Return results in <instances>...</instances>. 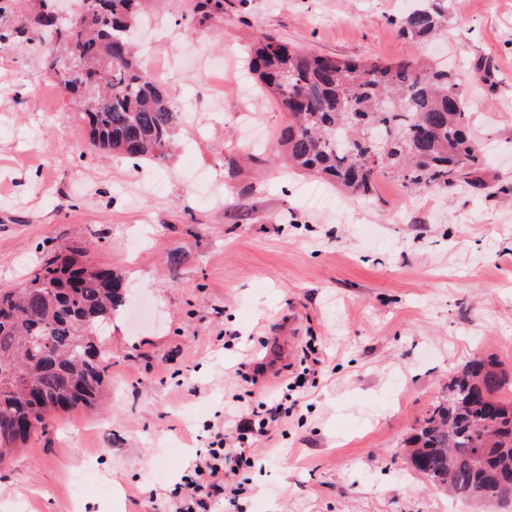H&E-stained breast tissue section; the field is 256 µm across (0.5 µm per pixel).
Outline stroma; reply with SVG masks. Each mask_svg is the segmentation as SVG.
<instances>
[{"label":"stroma","mask_w":512,"mask_h":512,"mask_svg":"<svg viewBox=\"0 0 512 512\" xmlns=\"http://www.w3.org/2000/svg\"><path fill=\"white\" fill-rule=\"evenodd\" d=\"M191 4L145 0L157 26L132 37L207 133L180 126L170 155L141 167L85 149L27 27L31 0L0 13V289L78 240L131 289L101 404L51 415L0 463V512H176L212 430L285 391L312 345L320 363L253 444L237 512H512L449 500L403 456L466 362L512 377V0H448L431 52L466 80L501 192L407 196L381 179L368 198L275 158L288 116L250 77L247 49L271 33L408 59L419 47L393 24L407 0H224L179 27Z\"/></svg>","instance_id":"stroma-1"}]
</instances>
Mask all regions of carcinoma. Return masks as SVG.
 <instances>
[{"label":"carcinoma","instance_id":"obj_1","mask_svg":"<svg viewBox=\"0 0 512 512\" xmlns=\"http://www.w3.org/2000/svg\"><path fill=\"white\" fill-rule=\"evenodd\" d=\"M142 2L79 0L93 15L75 29L51 19L47 0H39L30 19L76 68L71 79L48 55L47 69L89 129V145L136 165L165 158L179 126L170 92L127 40ZM191 10L218 14L224 0H196ZM447 19L448 0H417L397 25L423 43ZM250 56L255 79L288 112L277 140L287 166L365 197L382 178L410 194L487 187L464 86L439 63L345 60L272 34ZM125 306L124 276L91 264L78 244L0 292V364L14 363L31 382L25 392L0 377V461L28 440L31 421L41 428L53 413L94 404L105 373L103 336ZM511 388L496 362L472 360L406 441L412 468L455 498L504 502L512 489V400L503 392Z\"/></svg>","mask_w":512,"mask_h":512}]
</instances>
